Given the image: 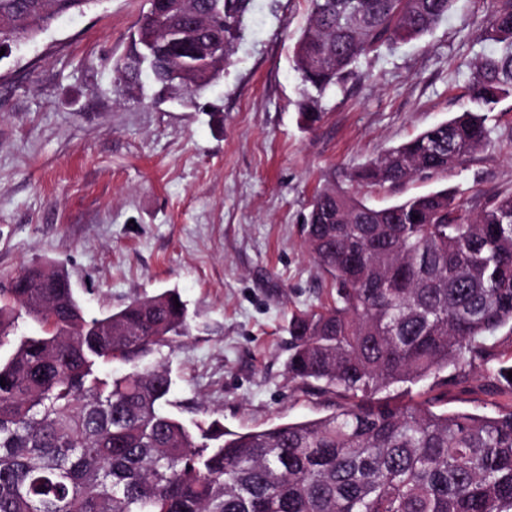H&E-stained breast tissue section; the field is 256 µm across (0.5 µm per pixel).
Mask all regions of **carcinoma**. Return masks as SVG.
<instances>
[{"label":"carcinoma","instance_id":"carcinoma-1","mask_svg":"<svg viewBox=\"0 0 512 512\" xmlns=\"http://www.w3.org/2000/svg\"><path fill=\"white\" fill-rule=\"evenodd\" d=\"M96 0H0V43L30 41ZM251 0H149L134 35L142 56L116 61L129 92L148 71L182 101L219 79ZM481 37L468 103L357 168L355 181L433 176L488 141L487 112L512 97V0ZM453 0H310L293 48L310 93L347 81L359 58L417 39ZM217 42L210 68L193 55ZM336 297L295 313L288 379L338 398L327 415L235 432L163 411L173 379L149 358L189 328L166 289L87 318L60 269L31 265L0 284V512H512V363L495 337L512 326V193L474 214L446 189L384 208L324 187L301 226ZM37 333H18L21 316ZM128 366L120 376L109 366ZM479 371L507 404L492 415L436 411L398 390Z\"/></svg>","mask_w":512,"mask_h":512}]
</instances>
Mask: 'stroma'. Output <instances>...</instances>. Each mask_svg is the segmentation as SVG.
<instances>
[{
  "mask_svg": "<svg viewBox=\"0 0 512 512\" xmlns=\"http://www.w3.org/2000/svg\"><path fill=\"white\" fill-rule=\"evenodd\" d=\"M497 0H454L418 40L362 58L298 110L293 68L308 0H253L244 37L194 105L116 90L149 0H95L0 58V277L55 262L86 315L178 289L186 336L158 357L168 412L239 432L328 413L333 400L290 383L288 321L327 302L332 282L300 226L315 191L336 186L374 207L448 188L470 210L512 193V98L489 114L486 145L445 173L369 186L354 170L467 103L479 36Z\"/></svg>",
  "mask_w": 512,
  "mask_h": 512,
  "instance_id": "obj_1",
  "label": "stroma"
}]
</instances>
